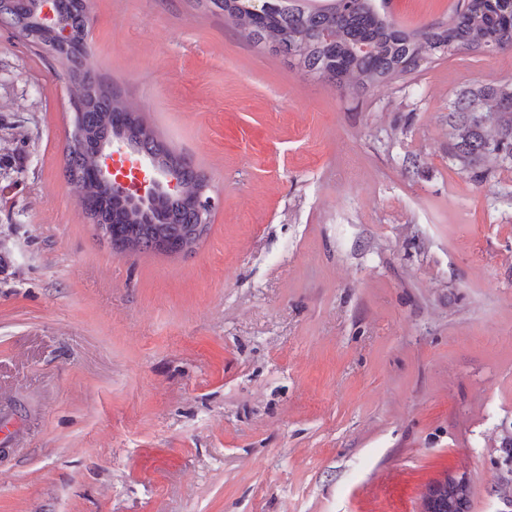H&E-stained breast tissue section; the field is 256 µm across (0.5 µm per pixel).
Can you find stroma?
<instances>
[{
    "instance_id": "35a3bbf8",
    "label": "stroma",
    "mask_w": 512,
    "mask_h": 512,
    "mask_svg": "<svg viewBox=\"0 0 512 512\" xmlns=\"http://www.w3.org/2000/svg\"><path fill=\"white\" fill-rule=\"evenodd\" d=\"M89 10L103 83L213 206L187 255L100 240L63 174L68 68L0 27V512H424L448 474L503 512L512 166L452 164L448 109L512 51L358 91L200 0Z\"/></svg>"
}]
</instances>
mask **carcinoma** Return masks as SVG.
Here are the masks:
<instances>
[{"label": "carcinoma", "mask_w": 512, "mask_h": 512, "mask_svg": "<svg viewBox=\"0 0 512 512\" xmlns=\"http://www.w3.org/2000/svg\"><path fill=\"white\" fill-rule=\"evenodd\" d=\"M70 35L54 40L25 23L19 13L21 0H0V15L14 16V24L28 29V41L52 57L68 64L72 75L70 105L74 122L97 139L112 135V113L127 112L130 105L105 88L89 64L85 14L89 0H60ZM251 0H237L224 14L249 40L278 43L277 53L294 61L304 71L338 83L365 89L412 72L420 62L445 50L512 49V0H469L465 11L455 14L448 26L432 31L409 32L380 15L372 0H333L329 6L313 10L294 0H267L264 16L252 17ZM494 124L495 135L487 133ZM453 143L449 158L471 173L477 183L486 180L484 160L495 156L512 163V84H485L460 91L448 112ZM141 147L177 164V154L159 141L143 119L132 128ZM69 183L78 197L95 204L99 224L117 227L118 239H135L150 250L149 242L163 231L155 250L182 248L190 240L198 221L195 211L180 204L162 202L165 223L148 224L109 202L98 200L96 186L88 172L96 163L93 141L69 153ZM184 192L198 189L197 170L181 167ZM470 490L428 488L426 512H468Z\"/></svg>", "instance_id": "carcinoma-1"}]
</instances>
